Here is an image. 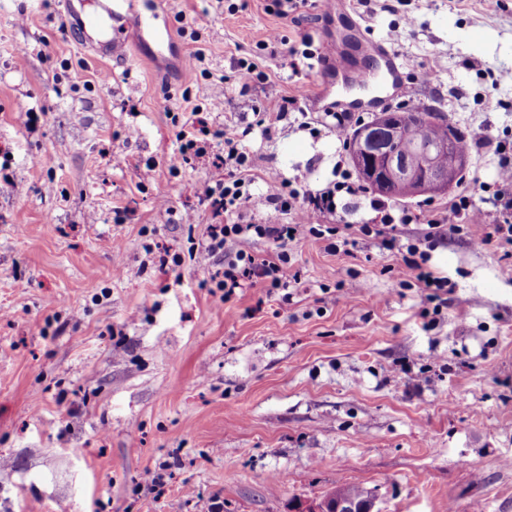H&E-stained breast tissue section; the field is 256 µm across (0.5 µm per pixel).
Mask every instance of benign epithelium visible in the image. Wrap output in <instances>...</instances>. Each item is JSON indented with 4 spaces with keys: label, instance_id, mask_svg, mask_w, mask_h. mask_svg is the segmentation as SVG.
<instances>
[{
    "label": "benign epithelium",
    "instance_id": "benign-epithelium-1",
    "mask_svg": "<svg viewBox=\"0 0 512 512\" xmlns=\"http://www.w3.org/2000/svg\"><path fill=\"white\" fill-rule=\"evenodd\" d=\"M405 114L381 113L358 136L351 161L361 178L371 187L388 191L395 185H410L417 194L439 192L455 183L456 158L448 157V167L441 169L433 162L434 152L425 147L414 161L402 158L397 150ZM378 494L356 507L336 500V512H380L376 509Z\"/></svg>",
    "mask_w": 512,
    "mask_h": 512
}]
</instances>
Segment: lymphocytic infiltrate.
Here are the masks:
<instances>
[{
  "label": "lymphocytic infiltrate",
  "mask_w": 512,
  "mask_h": 512,
  "mask_svg": "<svg viewBox=\"0 0 512 512\" xmlns=\"http://www.w3.org/2000/svg\"><path fill=\"white\" fill-rule=\"evenodd\" d=\"M184 160L210 159L223 166V180L199 185L195 194L200 203L211 206L216 214L224 215L225 223L209 227L207 239L198 245L197 252L204 263H211L216 256H223L222 267L210 276V287L223 291L225 297L235 295L237 289L255 282L268 287L285 289L289 286L286 266L287 252H280L277 260L269 261L262 256L240 249L239 244L253 239H268L287 245L297 238L316 234L324 239L335 236L336 229L325 226L317 229L313 220L318 216L336 215L338 193L351 196L363 195L364 189L357 183L343 180L332 181L321 189L307 193L299 191L289 183H281L264 194H256L248 176L251 161L242 146L245 138L238 128L210 130L197 114L185 117L172 116ZM502 155L495 182V198L502 201V221L493 225L485 234L484 243L495 242L500 246H512V146L500 145ZM271 206L292 215L290 224H258L251 216L263 207Z\"/></svg>",
  "instance_id": "obj_1"
}]
</instances>
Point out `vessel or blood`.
<instances>
[{
  "instance_id": "b4317fda",
  "label": "vessel or blood",
  "mask_w": 512,
  "mask_h": 512,
  "mask_svg": "<svg viewBox=\"0 0 512 512\" xmlns=\"http://www.w3.org/2000/svg\"><path fill=\"white\" fill-rule=\"evenodd\" d=\"M87 6L86 0L68 2L72 24L80 40L102 58L114 59L127 55L123 35L132 27L139 33L148 34L159 44L171 37L170 31H161L152 25L150 19L140 11L136 0H96V9L92 12L88 11ZM359 46L367 57L375 61V68L351 65L346 49L338 43H329L319 60L324 93H331L333 87L340 83L359 88H381L388 84L396 95H403L406 85L402 79L404 65L399 55L381 40L363 38Z\"/></svg>"
}]
</instances>
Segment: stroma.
<instances>
[{
	"label": "stroma",
	"instance_id": "35a3bbf8",
	"mask_svg": "<svg viewBox=\"0 0 512 512\" xmlns=\"http://www.w3.org/2000/svg\"><path fill=\"white\" fill-rule=\"evenodd\" d=\"M232 3L140 0L172 43L128 30L104 85L63 0H0V512H295L340 480L377 489L380 512H512V258L481 242L512 141V83L489 79L512 72V0H349L334 17L316 0L285 17ZM357 22L431 73L395 106L432 101L488 135L462 185L401 203L421 217L397 227L404 242L459 201L481 214L426 248L448 282L439 309L363 232L380 221L365 196L346 198L336 251L289 243L291 293L223 300L192 250L215 221L194 188L224 172L182 161L167 113L255 126L291 98L246 139L253 189H320L348 154L337 120L372 116L370 89L339 88L332 117L307 102L324 34ZM275 31L295 55L262 49ZM243 60L265 80L242 86ZM163 253L180 264L160 268Z\"/></svg>",
	"mask_w": 512,
	"mask_h": 512
}]
</instances>
